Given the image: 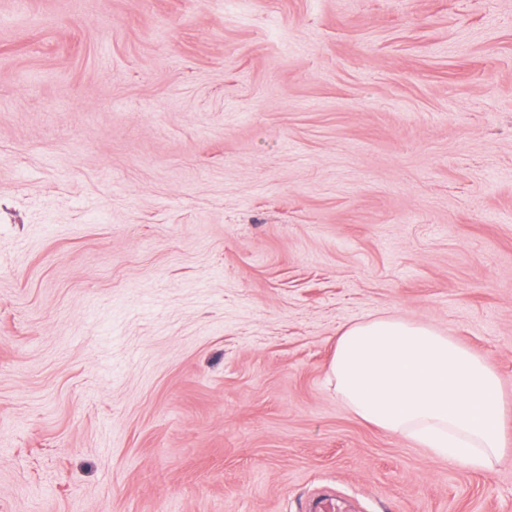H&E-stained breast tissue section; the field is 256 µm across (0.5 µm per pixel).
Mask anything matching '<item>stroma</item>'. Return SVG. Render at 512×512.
Instances as JSON below:
<instances>
[{
  "label": "stroma",
  "instance_id": "stroma-1",
  "mask_svg": "<svg viewBox=\"0 0 512 512\" xmlns=\"http://www.w3.org/2000/svg\"><path fill=\"white\" fill-rule=\"evenodd\" d=\"M376 318L512 437V0H0V512H512L337 393Z\"/></svg>",
  "mask_w": 512,
  "mask_h": 512
}]
</instances>
